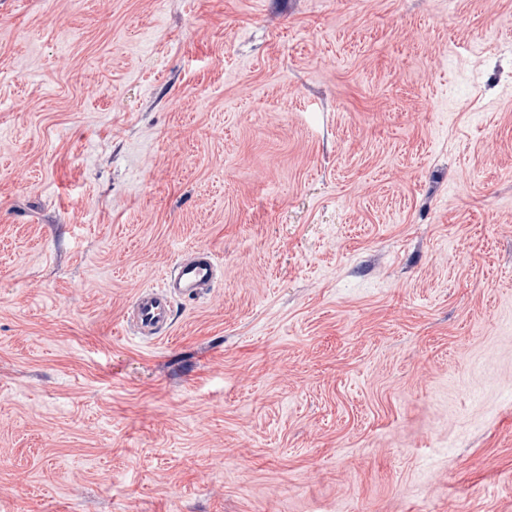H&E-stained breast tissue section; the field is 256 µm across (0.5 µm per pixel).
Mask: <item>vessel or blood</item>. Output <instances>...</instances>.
I'll return each instance as SVG.
<instances>
[{
	"label": "vessel or blood",
	"instance_id": "vessel-or-blood-1",
	"mask_svg": "<svg viewBox=\"0 0 512 512\" xmlns=\"http://www.w3.org/2000/svg\"><path fill=\"white\" fill-rule=\"evenodd\" d=\"M217 275V260L210 250H192L178 257L158 286L138 292L130 306L128 327L147 340L165 337L173 323L175 300L200 296L212 288Z\"/></svg>",
	"mask_w": 512,
	"mask_h": 512
}]
</instances>
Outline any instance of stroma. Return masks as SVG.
<instances>
[{"mask_svg":"<svg viewBox=\"0 0 512 512\" xmlns=\"http://www.w3.org/2000/svg\"><path fill=\"white\" fill-rule=\"evenodd\" d=\"M0 512H512V0H0ZM217 275V260L210 250H191L181 255L164 272L158 286L138 292L130 306L127 326L147 340L165 337L173 323L174 301L200 296L212 288Z\"/></svg>","mask_w":512,"mask_h":512,"instance_id":"35a3bbf8","label":"stroma"}]
</instances>
